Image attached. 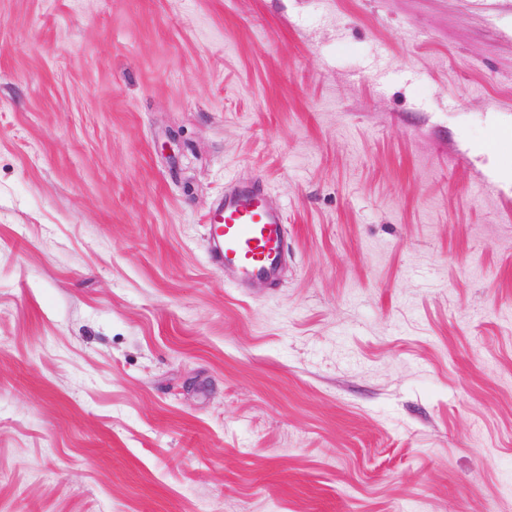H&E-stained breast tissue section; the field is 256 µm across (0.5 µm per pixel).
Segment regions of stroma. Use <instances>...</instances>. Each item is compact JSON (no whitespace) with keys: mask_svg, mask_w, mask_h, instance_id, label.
<instances>
[{"mask_svg":"<svg viewBox=\"0 0 512 512\" xmlns=\"http://www.w3.org/2000/svg\"><path fill=\"white\" fill-rule=\"evenodd\" d=\"M505 168L512 0H0V512H512ZM288 215L266 199L263 181L231 180L204 217L209 260L239 294L256 279H279Z\"/></svg>","mask_w":512,"mask_h":512,"instance_id":"35a3bbf8","label":"stroma"}]
</instances>
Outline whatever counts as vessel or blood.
<instances>
[{"mask_svg":"<svg viewBox=\"0 0 512 512\" xmlns=\"http://www.w3.org/2000/svg\"><path fill=\"white\" fill-rule=\"evenodd\" d=\"M287 222L286 211L267 201L261 178L225 185L204 217L210 264L225 285L241 293L255 280H278Z\"/></svg>","mask_w":512,"mask_h":512,"instance_id":"1","label":"vessel or blood"}]
</instances>
